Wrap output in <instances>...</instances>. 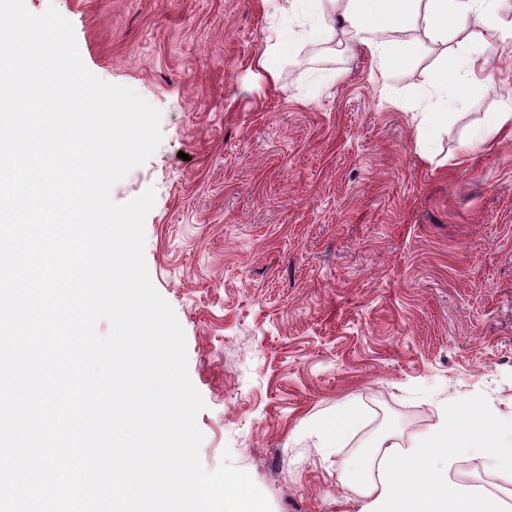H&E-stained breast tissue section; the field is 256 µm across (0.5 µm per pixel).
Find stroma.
I'll return each mask as SVG.
<instances>
[{"label": "stroma", "instance_id": "obj_1", "mask_svg": "<svg viewBox=\"0 0 512 512\" xmlns=\"http://www.w3.org/2000/svg\"><path fill=\"white\" fill-rule=\"evenodd\" d=\"M71 22L94 75L161 113L154 153L111 189L154 190L144 258L205 407L202 467L247 472L271 512H358L375 438L409 446L456 406L512 424V46L416 28L404 63L304 39L274 0H24ZM294 37L277 73L259 63ZM494 76L417 130L447 59ZM342 440L326 446L324 425ZM451 477L512 512V473L460 452ZM512 133V109H506L502 112H495L486 124L483 134L473 136L463 144L466 153H473L481 149L487 138L491 135L501 132Z\"/></svg>", "mask_w": 512, "mask_h": 512}]
</instances>
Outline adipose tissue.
<instances>
[{
	"mask_svg": "<svg viewBox=\"0 0 512 512\" xmlns=\"http://www.w3.org/2000/svg\"><path fill=\"white\" fill-rule=\"evenodd\" d=\"M497 0H280L284 11L300 9L311 18L310 34L326 33L323 17L339 11L346 44L361 46L381 67H388L401 43L400 33L424 21L436 36L454 35L462 44L506 42L512 24L497 21L475 31L470 16ZM473 448L493 466L512 463V445L495 431V418L461 423L454 411L417 440L410 450L385 437L375 444L378 467L361 466L356 484L366 503L362 512H501L495 496L462 488L448 478V459L456 449Z\"/></svg>",
	"mask_w": 512,
	"mask_h": 512,
	"instance_id": "ef3b65f1",
	"label": "adipose tissue"
}]
</instances>
